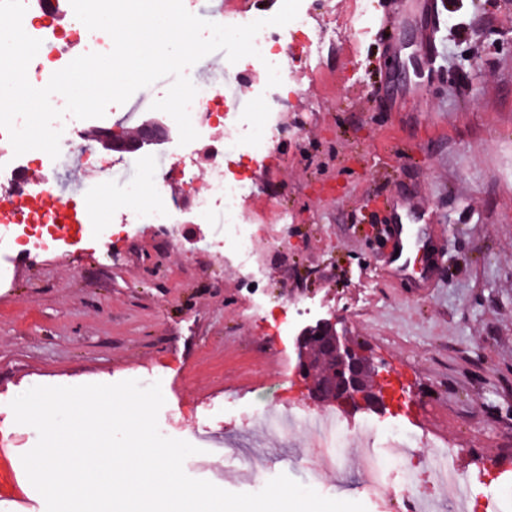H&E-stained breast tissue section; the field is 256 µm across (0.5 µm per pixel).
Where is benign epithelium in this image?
Returning <instances> with one entry per match:
<instances>
[{
	"label": "benign epithelium",
	"mask_w": 512,
	"mask_h": 512,
	"mask_svg": "<svg viewBox=\"0 0 512 512\" xmlns=\"http://www.w3.org/2000/svg\"><path fill=\"white\" fill-rule=\"evenodd\" d=\"M169 128L157 118L142 120L135 138L118 135L108 128L86 132L102 149L115 153L146 154L168 140ZM297 372L308 383L310 400L340 408L364 405L370 408L396 401L389 375L379 372L372 357L355 345L336 320L320 319L303 327L294 339Z\"/></svg>",
	"instance_id": "obj_1"
}]
</instances>
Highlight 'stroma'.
Here are the masks:
<instances>
[{
  "mask_svg": "<svg viewBox=\"0 0 512 512\" xmlns=\"http://www.w3.org/2000/svg\"><path fill=\"white\" fill-rule=\"evenodd\" d=\"M301 0L318 57L287 38L276 63L288 86L262 164L242 160L252 183L242 215L255 231L259 290L213 247V227L188 216L171 246L154 224L80 237L57 252L27 248L0 275V512H46L21 457L37 431L16 423L11 401L34 386L160 382L158 423L171 438L241 434L267 453L265 479L307 481L309 434L282 439L248 421L265 406L308 403L294 337L336 318L403 406L342 412L349 424L404 422L457 448L471 512L512 486V0H445L440 68L417 83L411 67L422 0ZM186 162L166 174L170 200L189 207L224 143L216 115ZM435 213L425 225L438 255L427 278L393 275L383 200ZM310 312L294 313L296 303ZM309 404V403H308ZM359 455L320 471L318 494L402 512L398 496L365 501Z\"/></svg>",
  "mask_w": 512,
  "mask_h": 512,
  "instance_id": "1",
  "label": "stroma"
}]
</instances>
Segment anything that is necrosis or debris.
<instances>
[{
  "label": "necrosis or debris",
  "instance_id": "necrosis-or-debris-1",
  "mask_svg": "<svg viewBox=\"0 0 512 512\" xmlns=\"http://www.w3.org/2000/svg\"><path fill=\"white\" fill-rule=\"evenodd\" d=\"M55 4L46 0L40 13L26 12L23 28L42 45L27 68L31 85H47L52 74L65 68L76 54L75 42L54 23ZM234 64L210 65L207 76L196 84L197 94L189 112L217 113L224 125L225 157L219 158L209 169L204 185L194 197L193 210L197 216L215 224L216 235L225 251L233 254L240 264H249L253 254V235L249 225L241 220V201L248 190L244 179L233 169L231 158H248L261 163L267 149L266 139L272 124L267 112L246 111L238 107L227 93L226 86L233 80ZM63 133L58 158L43 156L46 175L40 183L25 180L31 153L15 155L5 131L0 130V257H12L20 238L34 239L43 250L55 251L71 244L76 234L97 235L107 230L102 209L111 207L116 196L112 179H105L97 198L88 206L77 207L66 201L59 207H44L45 196L53 192L58 174L67 166L73 144L83 140L84 122L65 116L58 123ZM146 187L152 200L118 214L123 224H164L170 227L180 222L178 211L165 193L159 177L153 176ZM248 419L264 426L271 434L285 436L296 429L310 434L307 452L309 459L320 460L328 469L338 468L350 454L353 439H360L363 461L362 491L373 501L383 499L390 489L391 476L399 478V493L404 512H457L455 497L458 485L467 477L455 466L457 449L440 444L424 443L407 428L400 425L382 427L372 423L349 426L333 414L313 415L303 407H296L275 416L268 409L253 410ZM428 448L431 456L425 475H418L416 459L421 448Z\"/></svg>",
  "mask_w": 512,
  "mask_h": 512
}]
</instances>
